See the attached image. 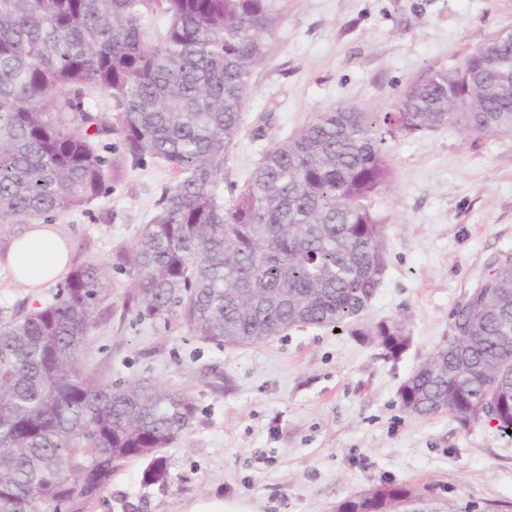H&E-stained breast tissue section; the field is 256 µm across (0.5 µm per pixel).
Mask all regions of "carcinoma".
<instances>
[{"instance_id":"cac0c4a2","label":"carcinoma","mask_w":512,"mask_h":512,"mask_svg":"<svg viewBox=\"0 0 512 512\" xmlns=\"http://www.w3.org/2000/svg\"><path fill=\"white\" fill-rule=\"evenodd\" d=\"M279 0H0V223L51 222L91 204L146 159L170 167L155 210L115 264L139 316L179 315L196 335L261 343L295 327L353 326L397 361L402 320L360 323L386 270L385 225L368 206L392 167L385 135L444 128L512 136V32L452 69H430L392 112L331 107L276 142L224 203V153L239 135ZM120 146L102 143L107 134ZM454 313L460 332L399 388L413 417L512 430V253ZM107 264L68 273L52 299L0 317V512L71 509L117 463H149L195 405L156 384L101 383L81 362ZM417 496L380 484L339 512H398Z\"/></svg>"}]
</instances>
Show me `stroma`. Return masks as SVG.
Returning a JSON list of instances; mask_svg holds the SVG:
<instances>
[{
	"mask_svg": "<svg viewBox=\"0 0 512 512\" xmlns=\"http://www.w3.org/2000/svg\"><path fill=\"white\" fill-rule=\"evenodd\" d=\"M270 55L252 75L244 124L224 155L242 183L264 151L333 106L392 111L424 72L461 65L512 30V0H281ZM390 185L371 200L384 222L387 268L363 323L405 320L400 362L346 330L291 329L225 346L178 316L138 317L133 277L114 269L172 174L150 160L85 208L54 220L72 264L110 263L82 360L108 384L145 381L191 398L190 427L163 454L165 484L142 481L144 460L119 462L81 512H186L199 500L252 499L258 512H336L373 485L415 488L430 512H495L512 504V437L449 415L409 416L398 389L447 345L453 314L512 252V137L457 129L387 138ZM57 289H30L0 257V316L34 309Z\"/></svg>",
	"mask_w": 512,
	"mask_h": 512,
	"instance_id": "stroma-1",
	"label": "stroma"
}]
</instances>
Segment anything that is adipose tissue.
<instances>
[{"label":"adipose tissue","instance_id":"1","mask_svg":"<svg viewBox=\"0 0 512 512\" xmlns=\"http://www.w3.org/2000/svg\"><path fill=\"white\" fill-rule=\"evenodd\" d=\"M68 263V247L49 224L29 225L14 240L7 255L14 279L30 288L63 277Z\"/></svg>","mask_w":512,"mask_h":512}]
</instances>
